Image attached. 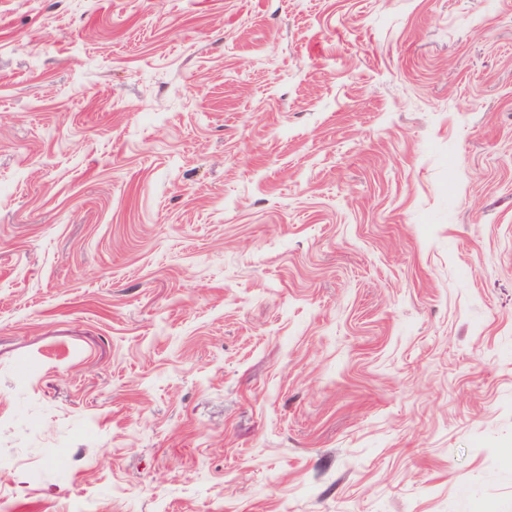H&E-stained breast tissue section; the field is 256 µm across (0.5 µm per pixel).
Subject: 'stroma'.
I'll list each match as a JSON object with an SVG mask.
<instances>
[{"label":"stroma","mask_w":512,"mask_h":512,"mask_svg":"<svg viewBox=\"0 0 512 512\" xmlns=\"http://www.w3.org/2000/svg\"><path fill=\"white\" fill-rule=\"evenodd\" d=\"M0 512H512V0H0Z\"/></svg>","instance_id":"stroma-1"}]
</instances>
